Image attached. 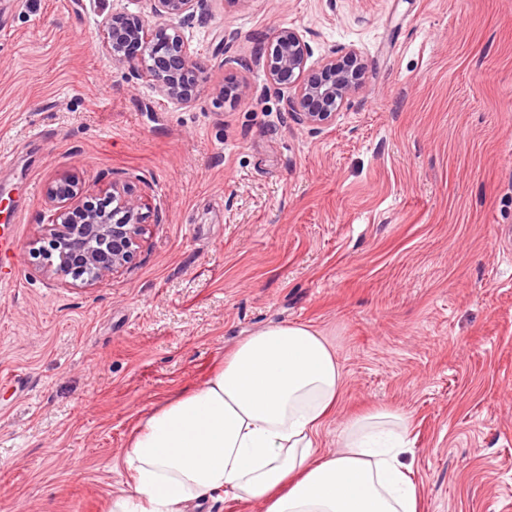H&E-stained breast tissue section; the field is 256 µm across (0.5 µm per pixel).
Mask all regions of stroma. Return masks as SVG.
I'll return each mask as SVG.
<instances>
[{
	"label": "stroma",
	"instance_id": "1",
	"mask_svg": "<svg viewBox=\"0 0 512 512\" xmlns=\"http://www.w3.org/2000/svg\"><path fill=\"white\" fill-rule=\"evenodd\" d=\"M114 11L156 21L150 0H0V202L22 216L0 266V512H109L138 422L289 321L343 368L323 452L397 408L424 512H512V0H202L188 104L112 60ZM279 26L314 66L360 51L332 125L270 90L256 41ZM229 75L250 86L232 105ZM66 173L93 195L129 183L147 226L90 286L29 252Z\"/></svg>",
	"mask_w": 512,
	"mask_h": 512
}]
</instances>
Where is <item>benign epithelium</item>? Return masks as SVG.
Returning <instances> with one entry per match:
<instances>
[{
  "mask_svg": "<svg viewBox=\"0 0 512 512\" xmlns=\"http://www.w3.org/2000/svg\"><path fill=\"white\" fill-rule=\"evenodd\" d=\"M157 18L144 19L115 11L103 22V40L113 60L132 74L153 82L173 103H192L201 96L200 65L182 33L200 0H151ZM266 54L269 83L294 113L298 124L319 128L332 124L364 82V66L353 48L328 50L322 64L308 66L310 47L303 35L278 27L260 47ZM249 91L244 82L218 88L235 101ZM52 223L43 225L30 253L41 258V272L53 279L91 284L133 265L146 227L140 203L128 185L112 183V194L91 197L72 174L56 177L48 187Z\"/></svg>",
  "mask_w": 512,
  "mask_h": 512,
  "instance_id": "7a95c632",
  "label": "benign epithelium"
}]
</instances>
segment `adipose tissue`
Segmentation results:
<instances>
[{"label":"adipose tissue","instance_id":"1","mask_svg":"<svg viewBox=\"0 0 512 512\" xmlns=\"http://www.w3.org/2000/svg\"><path fill=\"white\" fill-rule=\"evenodd\" d=\"M343 387L334 345L311 325L256 330L201 386L139 422L109 512H194L220 492L262 512H422L400 410L347 421L336 451L320 452Z\"/></svg>","mask_w":512,"mask_h":512}]
</instances>
